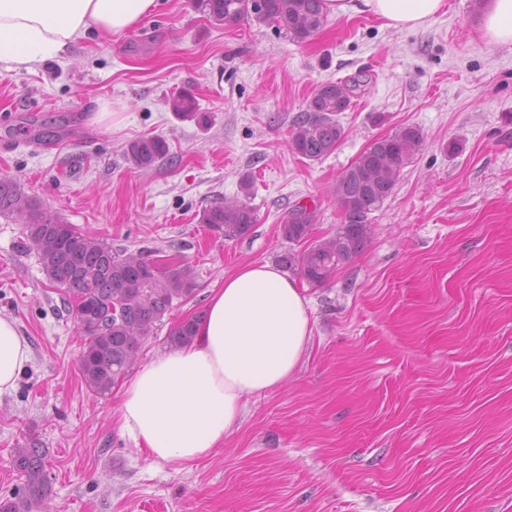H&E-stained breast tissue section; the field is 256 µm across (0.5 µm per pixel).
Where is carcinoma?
Masks as SVG:
<instances>
[{
  "label": "carcinoma",
  "mask_w": 512,
  "mask_h": 512,
  "mask_svg": "<svg viewBox=\"0 0 512 512\" xmlns=\"http://www.w3.org/2000/svg\"><path fill=\"white\" fill-rule=\"evenodd\" d=\"M195 8L216 25H233L241 20L270 24L292 40L305 42L319 33L326 23L324 0H194ZM348 83L327 82L318 86L306 111L296 120L291 149L311 161L331 154L345 134L336 115L351 106ZM171 111L195 115V104L188 95L170 100ZM423 146L421 132L412 126L374 139L336 180L332 196L344 220L336 234L308 242L316 220L315 212L299 207L292 210L283 225L286 239L304 245L279 256L285 268L298 272L311 284H323L361 253L372 236L371 214L393 192L402 168ZM168 153V145L158 137L131 143L130 161L148 168ZM16 214L24 224L25 247L37 254L50 285L61 290L63 310L86 336L79 369L86 387L106 397L131 370L141 342L156 323L187 300L194 291L191 270L184 266L154 262L152 251H117L94 234L49 214L35 199L24 194L11 178H0V214ZM202 223L224 234L227 239L247 235L257 216L245 201L216 204L203 211ZM91 293L108 304L118 303L126 312L104 325L82 319L77 301ZM193 337V319L188 318L170 331V344L179 346ZM46 450L30 439L15 450L13 465L23 479L10 497H0V512H33L48 496L49 478Z\"/></svg>",
  "instance_id": "carcinoma-1"
}]
</instances>
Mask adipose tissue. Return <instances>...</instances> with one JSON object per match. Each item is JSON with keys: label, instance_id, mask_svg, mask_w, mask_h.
Wrapping results in <instances>:
<instances>
[{"label": "adipose tissue", "instance_id": "ef3b65f1", "mask_svg": "<svg viewBox=\"0 0 512 512\" xmlns=\"http://www.w3.org/2000/svg\"><path fill=\"white\" fill-rule=\"evenodd\" d=\"M157 0H0V62L12 68L64 53L89 30L136 28ZM445 0H325L340 17L368 12L394 29L422 26ZM477 32L489 45L512 41V0H484ZM195 336L157 353L124 389L118 429L150 457L187 466L208 457L240 427L246 401L293 378L310 348L308 300L297 279L270 262L239 266L208 295ZM31 361L14 319L0 316V394Z\"/></svg>", "mask_w": 512, "mask_h": 512}]
</instances>
